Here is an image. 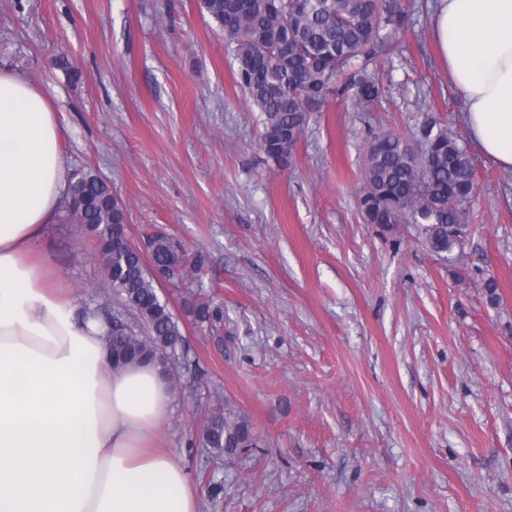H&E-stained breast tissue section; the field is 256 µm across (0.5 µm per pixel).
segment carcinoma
<instances>
[{
	"instance_id": "carcinoma-1",
	"label": "carcinoma",
	"mask_w": 512,
	"mask_h": 512,
	"mask_svg": "<svg viewBox=\"0 0 512 512\" xmlns=\"http://www.w3.org/2000/svg\"><path fill=\"white\" fill-rule=\"evenodd\" d=\"M205 11L234 45L239 84L263 115L261 148L280 166L294 155L310 120L331 94L361 112L379 98L371 67L396 49L408 27L402 0H202ZM77 223L100 240L112 225L125 223V207L90 169L70 175ZM475 190V168L467 149L447 129L428 122L412 143L391 132L365 143L358 210L368 224L394 231L416 227L422 243L437 254L463 245L466 209ZM99 261L108 295L136 317L138 327L98 306L112 324V365L156 361L167 366L182 332L158 294V275L172 285L194 281L202 259L188 265L184 244L161 228L149 235L147 252L123 245L102 247ZM246 414L224 403L204 417L199 444L217 457H234L256 447Z\"/></svg>"
}]
</instances>
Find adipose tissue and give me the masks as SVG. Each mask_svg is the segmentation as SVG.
I'll list each match as a JSON object with an SVG mask.
<instances>
[{
  "mask_svg": "<svg viewBox=\"0 0 512 512\" xmlns=\"http://www.w3.org/2000/svg\"><path fill=\"white\" fill-rule=\"evenodd\" d=\"M433 35L472 140L512 169V0H437ZM47 97L0 71V512H200L152 444L173 395L149 361L113 367L108 326L37 247L69 195Z\"/></svg>",
  "mask_w": 512,
  "mask_h": 512,
  "instance_id": "ef3b65f1",
  "label": "adipose tissue"
}]
</instances>
